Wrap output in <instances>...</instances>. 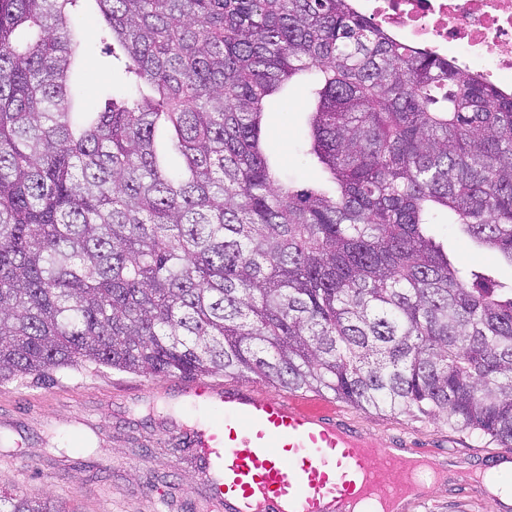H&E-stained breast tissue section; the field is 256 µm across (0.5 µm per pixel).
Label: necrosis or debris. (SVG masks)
Masks as SVG:
<instances>
[{
    "label": "necrosis or debris",
    "instance_id": "1",
    "mask_svg": "<svg viewBox=\"0 0 512 512\" xmlns=\"http://www.w3.org/2000/svg\"><path fill=\"white\" fill-rule=\"evenodd\" d=\"M393 40L512 93V0H352Z\"/></svg>",
    "mask_w": 512,
    "mask_h": 512
}]
</instances>
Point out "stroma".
<instances>
[{"mask_svg": "<svg viewBox=\"0 0 512 512\" xmlns=\"http://www.w3.org/2000/svg\"><path fill=\"white\" fill-rule=\"evenodd\" d=\"M83 34L82 62L69 85L80 112H97L106 93L121 91L120 65L104 54L97 34L95 0L74 14ZM311 101L301 80L268 99L262 138L281 176L300 185L322 178L306 154ZM429 231L462 268L483 270L512 282L507 264L439 219ZM167 377L145 378L105 366L63 369L52 379L35 376L0 383V432L13 444L0 448V483H13L41 498L68 497L78 512H199L210 499L209 483L197 471L193 449L173 451L177 431L191 430L206 413L169 394ZM335 406L376 448L399 441L437 460L430 491L407 501L403 512H512L492 495L486 480L512 485V471L485 473L489 454L512 460V447L489 436L460 431L420 414L362 411Z\"/></svg>", "mask_w": 512, "mask_h": 512, "instance_id": "stroma-1", "label": "stroma"}]
</instances>
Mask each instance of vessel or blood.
Here are the masks:
<instances>
[{"label": "vessel or blood", "mask_w": 512, "mask_h": 512, "mask_svg": "<svg viewBox=\"0 0 512 512\" xmlns=\"http://www.w3.org/2000/svg\"><path fill=\"white\" fill-rule=\"evenodd\" d=\"M174 392L221 419L187 438L199 470L216 482L217 512H351L352 501L387 502L420 482L397 451L372 455L339 412L300 396L206 379Z\"/></svg>", "instance_id": "vessel-or-blood-1"}]
</instances>
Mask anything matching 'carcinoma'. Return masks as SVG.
Masks as SVG:
<instances>
[{
	"label": "carcinoma",
	"instance_id": "cac0c4a2",
	"mask_svg": "<svg viewBox=\"0 0 512 512\" xmlns=\"http://www.w3.org/2000/svg\"><path fill=\"white\" fill-rule=\"evenodd\" d=\"M82 0H0V383L87 364L235 377L512 445V96L350 0H94L132 93L75 112ZM315 77L281 179L267 97ZM0 512H76L0 487ZM438 224L429 226L430 234L453 260L462 268L485 270L498 282H512V267L463 237L455 224H447V220L440 217Z\"/></svg>",
	"mask_w": 512,
	"mask_h": 512
}]
</instances>
